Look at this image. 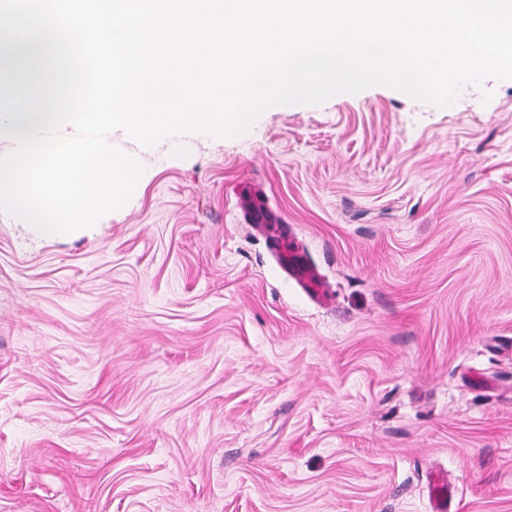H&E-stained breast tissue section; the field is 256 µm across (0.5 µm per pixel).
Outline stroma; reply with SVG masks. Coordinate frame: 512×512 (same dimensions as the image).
Instances as JSON below:
<instances>
[{
	"instance_id": "obj_1",
	"label": "stroma",
	"mask_w": 512,
	"mask_h": 512,
	"mask_svg": "<svg viewBox=\"0 0 512 512\" xmlns=\"http://www.w3.org/2000/svg\"><path fill=\"white\" fill-rule=\"evenodd\" d=\"M110 142L94 227L0 210V512H512V80ZM288 265L296 273L304 288H307L318 300L326 299V289L322 284L321 276L314 268L300 263L293 254H288Z\"/></svg>"
}]
</instances>
